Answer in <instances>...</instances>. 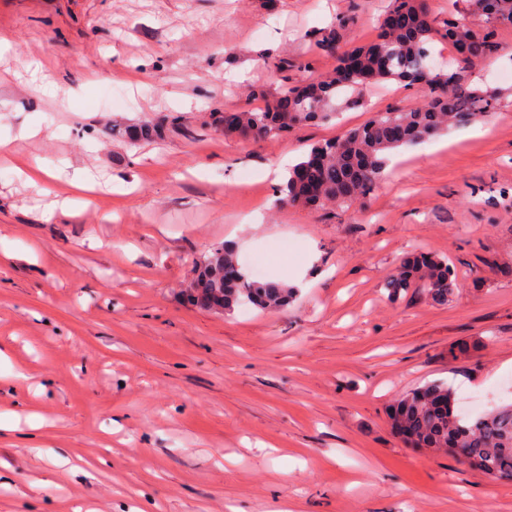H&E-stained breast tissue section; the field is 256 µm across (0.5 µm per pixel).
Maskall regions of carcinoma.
I'll list each match as a JSON object with an SVG mask.
<instances>
[{"mask_svg": "<svg viewBox=\"0 0 512 512\" xmlns=\"http://www.w3.org/2000/svg\"><path fill=\"white\" fill-rule=\"evenodd\" d=\"M460 2L468 14L484 16L492 25L448 21L445 35L459 53L446 72L428 65L436 28L425 0H390L376 45L343 53L334 75L294 85L288 75L294 65L285 60L280 66L284 88L278 96L256 108L224 113L226 133L279 138L303 123L331 118L338 97L346 107H363V92L372 86L394 80L409 87L421 81V105L374 112L342 136L311 146L288 168L278 202L350 206L375 190L393 151L423 142L444 127L482 120L498 109L497 95L476 86L471 69L498 53L497 27H512V0ZM386 288L394 299L417 292L442 306L454 296L458 281L446 260L420 254L407 259L388 278ZM186 292L193 303L220 315L242 306L275 312L295 294L286 283L252 278L235 250L222 245L195 263ZM396 404L402 419L390 416L391 425L396 430L399 423L407 424L416 437L411 447L440 451L455 444L473 461L472 468L512 481V404L466 420L455 410L453 391L441 382L418 386Z\"/></svg>", "mask_w": 512, "mask_h": 512, "instance_id": "cac0c4a2", "label": "carcinoma"}]
</instances>
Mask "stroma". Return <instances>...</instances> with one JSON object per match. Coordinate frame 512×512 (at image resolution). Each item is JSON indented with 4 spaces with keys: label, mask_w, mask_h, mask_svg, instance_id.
Here are the masks:
<instances>
[{
    "label": "stroma",
    "mask_w": 512,
    "mask_h": 512,
    "mask_svg": "<svg viewBox=\"0 0 512 512\" xmlns=\"http://www.w3.org/2000/svg\"><path fill=\"white\" fill-rule=\"evenodd\" d=\"M388 4L0 0V512H512V482L388 418L433 381L512 403V27L474 77L495 116L400 148L347 208L276 205L274 182L420 90L372 87L274 140L212 116L278 95L281 59L329 75ZM146 124L161 135L112 134ZM222 242L293 286L288 307L190 304ZM414 253L453 268L448 305L390 298Z\"/></svg>",
    "instance_id": "1"
}]
</instances>
